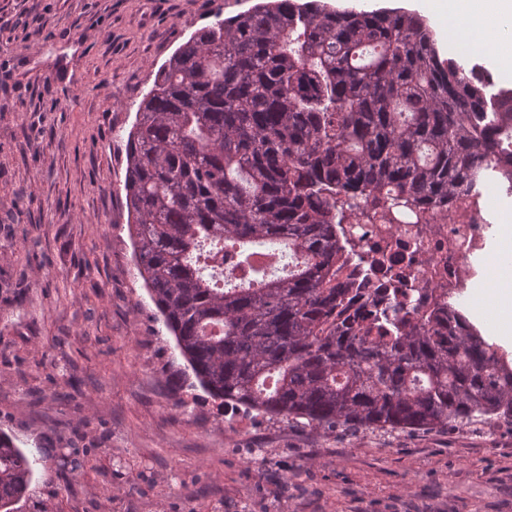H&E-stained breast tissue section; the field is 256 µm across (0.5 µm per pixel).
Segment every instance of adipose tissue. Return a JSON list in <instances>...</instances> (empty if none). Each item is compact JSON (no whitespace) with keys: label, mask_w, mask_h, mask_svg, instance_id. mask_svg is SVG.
Here are the masks:
<instances>
[{"label":"adipose tissue","mask_w":512,"mask_h":512,"mask_svg":"<svg viewBox=\"0 0 512 512\" xmlns=\"http://www.w3.org/2000/svg\"><path fill=\"white\" fill-rule=\"evenodd\" d=\"M420 6L457 28L454 48L490 50L498 72L512 81V40L500 31L501 22L512 19V0H421ZM496 279L497 287L488 291L493 314L486 323L499 344L512 348V259Z\"/></svg>","instance_id":"ef3b65f1"}]
</instances>
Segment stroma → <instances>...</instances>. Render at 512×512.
Here are the masks:
<instances>
[{
	"mask_svg": "<svg viewBox=\"0 0 512 512\" xmlns=\"http://www.w3.org/2000/svg\"><path fill=\"white\" fill-rule=\"evenodd\" d=\"M255 0H0V431L54 512H512V425L325 432L171 396L128 232L126 142L158 69ZM487 276L512 196L490 187ZM85 453L70 475L68 450Z\"/></svg>",
	"mask_w": 512,
	"mask_h": 512,
	"instance_id": "stroma-1",
	"label": "stroma"
}]
</instances>
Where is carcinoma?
I'll use <instances>...</instances> for the list:
<instances>
[{"label":"carcinoma","mask_w":512,"mask_h":512,"mask_svg":"<svg viewBox=\"0 0 512 512\" xmlns=\"http://www.w3.org/2000/svg\"><path fill=\"white\" fill-rule=\"evenodd\" d=\"M440 58L423 18L260 0L161 67L127 138L136 266L185 367L215 401L334 431L512 425V366L455 305L419 323L355 304L336 225L423 219L493 183L512 193V89ZM288 248L269 277L252 247ZM248 267L228 287L208 264ZM38 454L0 432V512Z\"/></svg>","instance_id":"obj_1"}]
</instances>
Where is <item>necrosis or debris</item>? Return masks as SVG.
<instances>
[{
  "label": "necrosis or debris",
  "instance_id": "1",
  "mask_svg": "<svg viewBox=\"0 0 512 512\" xmlns=\"http://www.w3.org/2000/svg\"><path fill=\"white\" fill-rule=\"evenodd\" d=\"M484 201L451 199L429 216L384 224L363 217L340 227L341 243L358 278L368 281L366 305L392 304L417 321L438 304L458 298L469 286L472 256L483 250L487 226Z\"/></svg>",
  "mask_w": 512,
  "mask_h": 512
}]
</instances>
